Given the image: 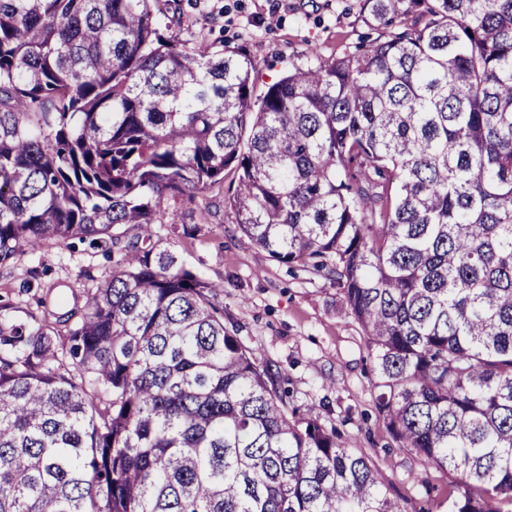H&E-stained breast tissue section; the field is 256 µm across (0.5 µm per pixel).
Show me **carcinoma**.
I'll return each mask as SVG.
<instances>
[{"instance_id":"1","label":"carcinoma","mask_w":512,"mask_h":512,"mask_svg":"<svg viewBox=\"0 0 512 512\" xmlns=\"http://www.w3.org/2000/svg\"><path fill=\"white\" fill-rule=\"evenodd\" d=\"M369 49L257 96L159 0H0V266L135 225L66 338L0 321V512H407L291 405L154 226L224 204L336 281L448 512H512V0H362Z\"/></svg>"}]
</instances>
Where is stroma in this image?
I'll return each mask as SVG.
<instances>
[{
	"label": "stroma",
	"mask_w": 512,
	"mask_h": 512,
	"mask_svg": "<svg viewBox=\"0 0 512 512\" xmlns=\"http://www.w3.org/2000/svg\"><path fill=\"white\" fill-rule=\"evenodd\" d=\"M180 38L197 36L245 47L256 93L279 75L310 63L313 55L340 57L378 38L360 15V0H160ZM195 199L164 200L159 234L171 237L180 262L222 284L216 303L225 323L261 364L285 377L291 403L316 418L340 442L368 456L409 512H447L452 479L399 448L377 413L375 375L363 331L344 311L335 283L301 267L271 260L240 234L224 207L226 184ZM139 231L125 225L116 243L100 248L72 240L46 242L0 266V318L47 321L59 330L83 310L88 289L112 272L113 262Z\"/></svg>",
	"instance_id": "stroma-1"
}]
</instances>
